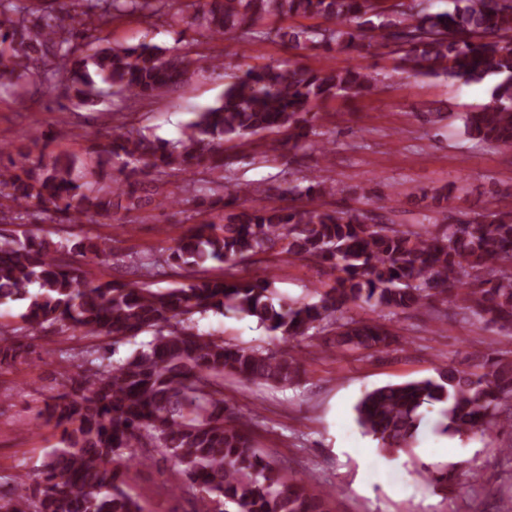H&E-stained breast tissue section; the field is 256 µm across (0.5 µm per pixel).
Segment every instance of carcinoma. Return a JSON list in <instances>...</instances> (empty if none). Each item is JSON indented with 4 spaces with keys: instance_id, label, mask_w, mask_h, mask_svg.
Wrapping results in <instances>:
<instances>
[{
    "instance_id": "carcinoma-1",
    "label": "carcinoma",
    "mask_w": 512,
    "mask_h": 512,
    "mask_svg": "<svg viewBox=\"0 0 512 512\" xmlns=\"http://www.w3.org/2000/svg\"><path fill=\"white\" fill-rule=\"evenodd\" d=\"M170 0H85L83 10L60 23L34 0H0V67L32 74L50 85L70 82V99L95 102L106 84L128 99L147 100L184 81L192 69L224 70L213 56L188 49L136 45L91 47L78 40L97 24L121 16L166 18L201 38L239 44H282L302 53L337 50L361 58L383 50L399 68L451 77L465 84L502 75L489 103L465 114L467 135L512 148V0H455L454 12L430 14L405 0H195L191 12H165ZM297 17L324 18L326 27L289 25ZM273 19L277 26H264ZM377 75L363 64L314 70L247 66L227 77L224 94L197 114L182 137L169 142L146 133L113 137L98 147L97 167L118 164L115 186L80 181V162L68 155L35 161L0 150V218L22 221L30 204L54 212L65 237L55 244L32 235H0V305L26 302L23 329L34 336L50 326L86 337H110L109 353L88 357L90 374L68 377L69 390L44 412L61 430V446L48 454L38 479L13 478L11 496L0 493V512H141L122 488V471L154 455L170 459L195 489L191 512H328L331 493H315L288 479L253 445L243 427L224 421V377L244 384L289 386L300 359L294 349L269 352L229 344L190 326L194 316L232 312L255 320L290 344L315 329L328 348H388L393 335L373 320L345 316L366 305L396 315L453 299L485 324L512 334V201L497 199L474 224H448L438 234L379 224L359 210L318 204L340 192L323 176L308 185L276 187L285 206L263 201L268 189L238 185L216 218L203 210L180 237L168 260L188 283L164 290L138 281L87 282L78 259L104 262L106 246L76 231L84 219L112 212L114 198L139 210L154 201L143 179L185 175L197 168L224 179V142L242 144L261 132L285 135L290 150L315 146L324 157L316 121L323 106L374 89ZM296 195L310 203L290 204ZM280 250L330 270L333 284L317 300L273 303L265 278L203 275L209 260L232 268ZM149 333L132 356L111 360L115 346ZM18 329L0 325V359L16 355ZM438 403L442 431L463 437L495 427L512 431V358L488 357L473 369L450 367L438 376L389 384L366 392L357 421L393 455L411 446L421 409ZM446 491L450 466L423 467Z\"/></svg>"
}]
</instances>
